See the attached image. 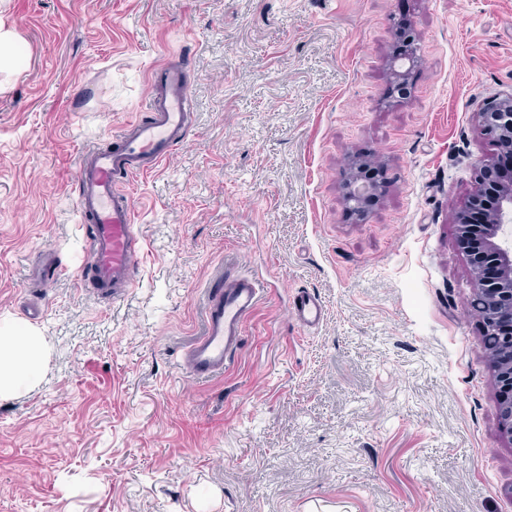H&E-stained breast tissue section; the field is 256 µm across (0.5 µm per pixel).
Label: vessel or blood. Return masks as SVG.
Instances as JSON below:
<instances>
[{"mask_svg": "<svg viewBox=\"0 0 512 512\" xmlns=\"http://www.w3.org/2000/svg\"><path fill=\"white\" fill-rule=\"evenodd\" d=\"M192 94L179 61L170 60L152 73L145 110L147 119L127 123L113 136L109 148H90L80 155L76 210L88 238V257L76 270L80 281L118 298L133 288L142 250L136 225L134 180L151 174L193 128ZM263 283L250 275L216 273L206 289V329L182 354L192 379H210L224 366L243 340L244 326L256 309ZM306 329L320 324L323 306L315 294L299 292L290 308Z\"/></svg>", "mask_w": 512, "mask_h": 512, "instance_id": "obj_1", "label": "vessel or blood"}]
</instances>
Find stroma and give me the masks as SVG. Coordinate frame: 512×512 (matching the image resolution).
Wrapping results in <instances>:
<instances>
[{"label": "stroma", "mask_w": 512, "mask_h": 512, "mask_svg": "<svg viewBox=\"0 0 512 512\" xmlns=\"http://www.w3.org/2000/svg\"><path fill=\"white\" fill-rule=\"evenodd\" d=\"M0 26L28 48L0 72V319L49 353L0 400V512H512L455 223L502 156L480 112L512 95V0H0ZM168 58L193 130L135 185L140 271L115 300L72 275L77 160ZM359 159L382 179L362 214ZM48 252L64 271L32 287ZM220 269L265 292L223 376L193 380ZM303 290L310 332L288 312ZM408 37L409 35H407V40L405 41L408 43L406 46L409 49L397 53L391 62V77L397 89H407L408 76L415 64L416 49L414 47V40ZM359 165L349 182V190L346 194L347 201L351 208L357 212H363L367 204L373 201L379 195V186L363 179ZM290 314L301 327L312 329L323 320L324 311L321 301L315 294L301 291L294 297Z\"/></svg>", "instance_id": "stroma-1"}]
</instances>
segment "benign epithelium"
I'll return each instance as SVG.
<instances>
[{
  "mask_svg": "<svg viewBox=\"0 0 512 512\" xmlns=\"http://www.w3.org/2000/svg\"><path fill=\"white\" fill-rule=\"evenodd\" d=\"M408 49L396 54L391 62V77L399 89L408 86V76L414 67V40H406ZM481 126L486 136L501 149L512 154V95L488 101L480 112ZM479 181L486 190L496 193L495 209L486 212L480 224L470 216L458 219L459 240L469 253L475 274L473 292L467 299L469 307L480 313L484 323L485 341L491 352L497 382L512 389V245L502 240L504 225L512 223V170L504 173L494 164H483L478 170ZM379 195V186L363 179L356 168L346 194L351 208L364 211Z\"/></svg>",
  "mask_w": 512,
  "mask_h": 512,
  "instance_id": "obj_1",
  "label": "benign epithelium"
}]
</instances>
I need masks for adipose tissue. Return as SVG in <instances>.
<instances>
[{"label": "adipose tissue", "mask_w": 512, "mask_h": 512, "mask_svg": "<svg viewBox=\"0 0 512 512\" xmlns=\"http://www.w3.org/2000/svg\"><path fill=\"white\" fill-rule=\"evenodd\" d=\"M43 342L33 328L0 322V399L34 387L42 374Z\"/></svg>", "instance_id": "adipose-tissue-1"}]
</instances>
